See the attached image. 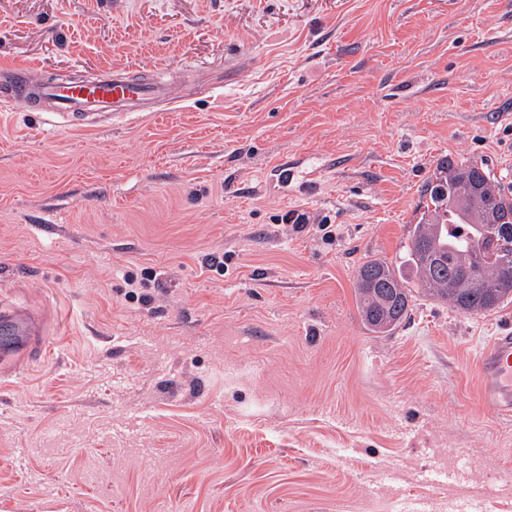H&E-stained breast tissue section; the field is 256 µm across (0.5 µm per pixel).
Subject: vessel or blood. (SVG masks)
Returning <instances> with one entry per match:
<instances>
[{
	"mask_svg": "<svg viewBox=\"0 0 512 512\" xmlns=\"http://www.w3.org/2000/svg\"><path fill=\"white\" fill-rule=\"evenodd\" d=\"M25 66L0 67V103L14 104L8 89L24 79ZM35 97L51 102L58 117L67 119L85 110L108 111L113 121L126 119L137 102L152 98L168 102L170 85L159 81L140 82L123 74L105 75L87 82L40 85ZM0 322L12 333L9 342L0 345V377L16 376L32 361L49 352V324L41 313L26 305H0ZM477 372L481 381L482 406L499 416H512V333L494 336L479 352Z\"/></svg>",
	"mask_w": 512,
	"mask_h": 512,
	"instance_id": "b4317fda",
	"label": "vessel or blood"
}]
</instances>
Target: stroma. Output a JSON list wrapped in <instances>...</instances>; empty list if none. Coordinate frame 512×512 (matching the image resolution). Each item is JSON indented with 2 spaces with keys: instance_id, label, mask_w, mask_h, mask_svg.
<instances>
[{
  "instance_id": "stroma-1",
  "label": "stroma",
  "mask_w": 512,
  "mask_h": 512,
  "mask_svg": "<svg viewBox=\"0 0 512 512\" xmlns=\"http://www.w3.org/2000/svg\"><path fill=\"white\" fill-rule=\"evenodd\" d=\"M4 63L174 100L0 107V300L62 309L0 381V512H512L474 372L512 301L417 295L374 337L353 286L402 263L439 159L512 183V0H0ZM288 161L317 179L283 189ZM33 94L51 102L57 111L53 113L62 119L92 113L79 111L106 110L109 112L103 113L116 122L126 119L130 112H137L135 104L145 98L167 103L173 96L166 83L140 82L124 74L105 75L87 82L43 84Z\"/></svg>"
}]
</instances>
